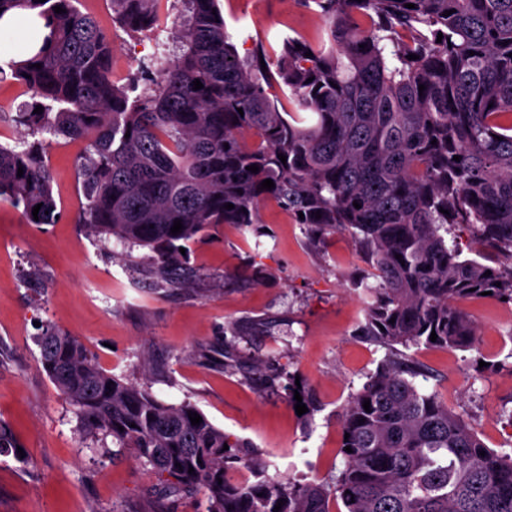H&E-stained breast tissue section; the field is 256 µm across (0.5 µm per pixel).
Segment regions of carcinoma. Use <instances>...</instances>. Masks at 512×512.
Here are the masks:
<instances>
[{"instance_id": "cac0c4a2", "label": "carcinoma", "mask_w": 512, "mask_h": 512, "mask_svg": "<svg viewBox=\"0 0 512 512\" xmlns=\"http://www.w3.org/2000/svg\"><path fill=\"white\" fill-rule=\"evenodd\" d=\"M78 2L0 0V18L35 11L45 28L26 45L38 46L31 57L0 66L1 80L9 70L31 92L16 122L35 137L0 145V201L29 224L56 222L36 138L48 133L89 141L80 167L84 228L149 248L166 280L181 270L180 248L203 229L257 224L268 201L318 239L349 234L367 265L352 277L368 295L362 334L388 357L340 416L349 434L341 447L352 449L342 452L336 484L345 512H512V456L488 448L462 414L421 389L422 372L404 353L421 344L471 350L478 325L460 303L487 291L512 303V266L463 259L444 235L463 224L512 257V0H304L324 18L328 42L287 37L250 60L230 42L217 0H182L180 54L155 56L157 77L144 66L145 83L136 77L121 87L112 80V42ZM111 3L130 33L161 27L163 0ZM273 72L298 111L313 113L311 126L297 111L283 115L263 85ZM246 129L259 135L257 146L240 141ZM266 179L274 188H261ZM177 220L183 229L174 235ZM40 348L85 434L129 449L164 496L201 494L206 512H273L280 500L279 512H331L322 485L269 479L260 455L231 452L240 441L207 417L191 424L195 407L165 404L106 372L76 337L50 328ZM9 454L19 455L17 442L0 422V455ZM241 468L253 480L232 476Z\"/></svg>"}]
</instances>
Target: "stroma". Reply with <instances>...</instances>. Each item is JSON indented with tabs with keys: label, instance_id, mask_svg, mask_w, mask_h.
Listing matches in <instances>:
<instances>
[{
	"label": "stroma",
	"instance_id": "35a3bbf8",
	"mask_svg": "<svg viewBox=\"0 0 512 512\" xmlns=\"http://www.w3.org/2000/svg\"><path fill=\"white\" fill-rule=\"evenodd\" d=\"M112 39V79L122 85L150 60L156 40L177 54L185 13L166 0L159 36L112 21L110 0H80ZM240 57L285 37L320 45L325 21L303 0H219ZM26 86L0 82V144L24 132L14 118ZM46 159L61 212L26 223L0 202V421L25 453L0 456V512H139L157 477L125 451L112 455L83 434L75 409L46 375L39 340L54 327L81 340L108 373L160 401L188 403L249 449L266 475L335 490L343 470L338 415L376 371L385 348L361 334L363 261L345 234L310 241L274 204L259 223L214 224L188 245L183 285L159 284L155 253L102 239L79 222L80 161L87 143L47 136ZM478 324L470 351L411 346L419 385L461 413L485 445L512 455V304L468 300ZM234 350L241 368L224 366ZM496 363L495 373L481 363ZM300 377L316 410L298 416L288 394Z\"/></svg>",
	"mask_w": 512,
	"mask_h": 512
}]
</instances>
